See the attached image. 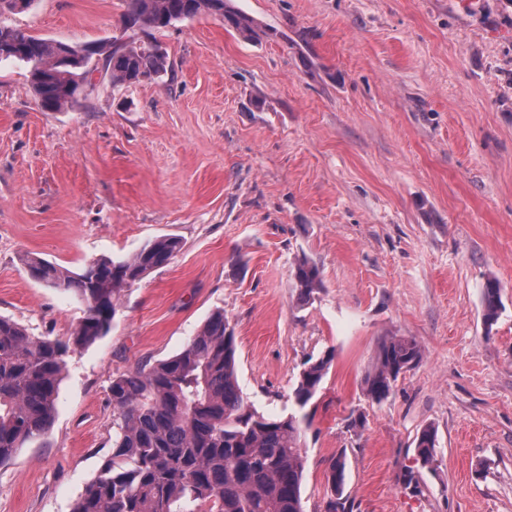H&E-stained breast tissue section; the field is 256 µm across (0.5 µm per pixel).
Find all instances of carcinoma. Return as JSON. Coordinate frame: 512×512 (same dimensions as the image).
Wrapping results in <instances>:
<instances>
[{"instance_id": "cac0c4a2", "label": "carcinoma", "mask_w": 512, "mask_h": 512, "mask_svg": "<svg viewBox=\"0 0 512 512\" xmlns=\"http://www.w3.org/2000/svg\"><path fill=\"white\" fill-rule=\"evenodd\" d=\"M200 14L220 16L244 37L257 23L230 0H126L124 31L139 41H112L105 65L112 83L135 84L161 77L170 67L154 32ZM14 50L5 56L25 63L42 110L56 112L86 99L80 82L91 73L89 46L72 45L14 29ZM175 236L157 237L123 259L92 258L77 271L25 256L29 275L46 288L84 303L85 312L66 341L33 336L0 316V465L10 462L53 425L56 400L69 353L107 335L122 293L162 268L180 252ZM298 300L307 304L321 288L318 267L305 257L293 267ZM486 333L497 322L500 283L484 285ZM422 350L412 337L390 336L378 347L364 378L374 402L388 398L399 376L416 366ZM333 356L308 362L293 390L295 409L266 415L247 401L236 377L234 329L214 310L176 355L114 378L112 452L76 500L73 512H303L304 459L300 447L304 409L321 388ZM436 430L415 439L420 469L403 473V484L422 492L421 470L434 463ZM344 454L329 465L326 512H353L344 495Z\"/></svg>"}]
</instances>
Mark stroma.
<instances>
[{"instance_id": "obj_1", "label": "stroma", "mask_w": 512, "mask_h": 512, "mask_svg": "<svg viewBox=\"0 0 512 512\" xmlns=\"http://www.w3.org/2000/svg\"><path fill=\"white\" fill-rule=\"evenodd\" d=\"M248 39L202 15L157 32L162 78L42 111L0 63V315L67 339L84 315L21 259L70 270L162 236L182 248L125 291L107 336L71 352L49 432L0 466V512H71L112 452L113 376L179 353L223 310L248 401L276 414L308 360L303 512L344 453L353 512H512V0H234ZM126 0H36L0 25L72 44L123 38ZM320 271L297 299L298 258ZM502 310L483 325V287ZM421 361L362 386L378 342ZM360 429H349L351 419ZM437 431L422 494L414 440ZM500 288V283L496 279H488L484 285V323L488 330L492 328L499 317ZM422 350L412 337L390 336L378 347L373 366L364 378V392L374 402L390 395L399 376L416 366ZM332 355L327 354L309 361L300 373L297 386L293 390V406L304 409L321 388L324 377L331 366Z\"/></svg>"}]
</instances>
